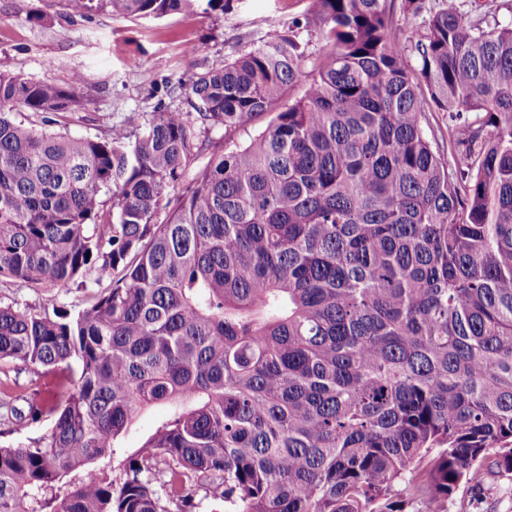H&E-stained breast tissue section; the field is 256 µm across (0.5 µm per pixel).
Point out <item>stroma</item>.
Masks as SVG:
<instances>
[{
    "label": "stroma",
    "instance_id": "stroma-1",
    "mask_svg": "<svg viewBox=\"0 0 512 512\" xmlns=\"http://www.w3.org/2000/svg\"><path fill=\"white\" fill-rule=\"evenodd\" d=\"M287 10L273 11L272 0H245L232 13L186 10L159 20L129 19L103 8L87 18L67 13L62 0H0V71L46 84L62 85L73 73L84 77V112L69 122L74 135L95 136L132 120L141 130L167 82L186 79L200 60L190 44L208 49V63L247 50L250 37L282 27ZM77 289L34 288L0 279V301L77 311L89 301ZM446 512H512V475L486 473L481 488L460 484Z\"/></svg>",
    "mask_w": 512,
    "mask_h": 512
}]
</instances>
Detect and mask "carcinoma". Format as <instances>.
Instances as JSON below:
<instances>
[{"instance_id": "carcinoma-1", "label": "carcinoma", "mask_w": 512, "mask_h": 512, "mask_svg": "<svg viewBox=\"0 0 512 512\" xmlns=\"http://www.w3.org/2000/svg\"><path fill=\"white\" fill-rule=\"evenodd\" d=\"M395 2L309 0L137 134L65 130L79 73L0 72V278L93 289L0 303V362L54 378L0 388L1 420L46 425L0 445V512H404L402 484L444 505L512 473V21ZM429 126L435 135L436 142L440 149L445 151L450 148L452 125L456 122L451 119L447 112H431L428 115ZM91 292L61 288L40 287L34 288L20 282L2 278L0 279V301L2 303L17 302L21 306L43 309L49 311L53 306L62 305L72 311H78L90 300ZM163 413V408H154L142 413L137 424L127 437L126 445L136 447L141 438L151 429L155 420ZM45 431L44 425L18 428L11 434H0V444L4 446H26L37 439Z\"/></svg>"}]
</instances>
